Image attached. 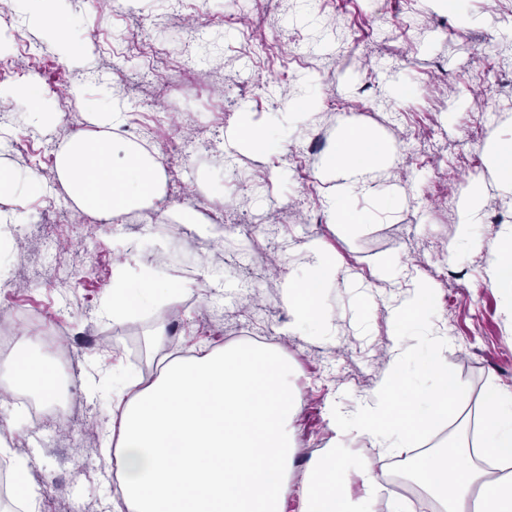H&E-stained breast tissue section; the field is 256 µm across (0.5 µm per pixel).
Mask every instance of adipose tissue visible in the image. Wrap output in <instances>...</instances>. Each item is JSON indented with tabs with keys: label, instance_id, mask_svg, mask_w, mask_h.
<instances>
[{
	"label": "adipose tissue",
	"instance_id": "adipose-tissue-1",
	"mask_svg": "<svg viewBox=\"0 0 512 512\" xmlns=\"http://www.w3.org/2000/svg\"><path fill=\"white\" fill-rule=\"evenodd\" d=\"M45 3L27 0L64 59H76L85 44L73 39L68 24ZM88 115L92 131L77 133L56 155L60 181L77 208L109 222L154 205L166 182L161 156L146 143L116 142L111 130L123 122V113L94 107ZM384 158L379 140L358 124L338 136L320 172L333 223L366 221L354 200L372 195L368 177ZM313 253L307 276L288 280L286 304L295 323L321 327L328 323L322 290L343 269L322 248ZM486 273L492 287L512 295L511 224L488 250ZM174 293L148 271L131 279L120 262L112 270L105 311L123 322L138 315L143 301L162 305ZM429 334L433 348L423 368L434 385L426 391L407 385L403 355L394 353L390 374L360 415L334 414L335 437L306 466L300 512H376L383 477L363 469L357 495L347 482L344 450L356 437L410 454L413 479L441 512H512V385H496L486 394L477 427L461 421L457 436L436 451L410 453L446 425L466 398L444 356L447 337L434 327ZM10 369L16 387L53 399L54 379L45 361L25 356L11 360ZM125 394L123 407L112 415L109 441L129 512H283L282 489L295 454L291 426L302 395L292 389L288 364L277 353L256 344L204 349L171 363L149 386L129 382ZM483 453L498 461V472L479 464Z\"/></svg>",
	"mask_w": 512,
	"mask_h": 512
}]
</instances>
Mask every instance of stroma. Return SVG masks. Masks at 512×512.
Returning a JSON list of instances; mask_svg holds the SVG:
<instances>
[{"mask_svg":"<svg viewBox=\"0 0 512 512\" xmlns=\"http://www.w3.org/2000/svg\"><path fill=\"white\" fill-rule=\"evenodd\" d=\"M468 2L473 21L463 25L430 0H136L132 11L112 0H55L74 39L89 45L69 63L19 0H0V70L10 85L37 80L47 111L39 123L0 105V142L14 143L0 145V162L39 177L38 190L19 206L18 240L0 254L11 275L0 285V313L15 324L14 353L45 358L76 388L66 418L29 425L13 415L19 394L0 366V445L27 455L32 487L51 486L35 512H116L103 439L123 382L153 383L170 360L202 347L220 351L246 336L265 337L302 393L296 461L284 490V512H299L303 465L310 448L333 437V408L357 413L398 348L403 374L429 385L420 363L432 351L430 338L417 323L398 324L393 312L419 278L435 290L427 318L447 334L448 364L468 393L458 418L430 444L447 439L460 419L476 421L493 385H512V303L491 287L485 263L501 227L488 220L473 244L460 246L457 208L470 183L462 158L468 133L512 139V72L492 85L484 79L485 70L512 61L504 32L512 0ZM488 12L494 24L479 23ZM255 36L265 38V52L244 54L242 45ZM481 42L493 53L479 65ZM159 46L168 57L157 76L146 77ZM400 84L410 94L396 97ZM306 95L317 106L289 113ZM227 98L228 113L218 112ZM92 104L119 107L125 126L144 129L166 165L162 200L115 224L78 214L56 170L59 146L90 130ZM246 117L282 126L286 150L229 148L218 159L199 152L213 138L228 145ZM350 121L387 147L376 195L394 198L395 209L348 228L330 221L319 168ZM186 148L193 152L187 163ZM477 165L484 215L512 217V184L485 155ZM203 202L275 226L277 247L259 232L244 236L221 224H187L175 234L176 207ZM49 208L52 222L41 223ZM314 245L358 276L325 288L324 335L293 328L284 301L286 276L308 271ZM388 257L399 265L384 276L379 264ZM117 261L182 291L167 305L112 321L103 306ZM245 264L260 272L250 287L238 275ZM159 323L167 334L156 343Z\"/></svg>","mask_w":512,"mask_h":512,"instance_id":"1","label":"stroma"}]
</instances>
